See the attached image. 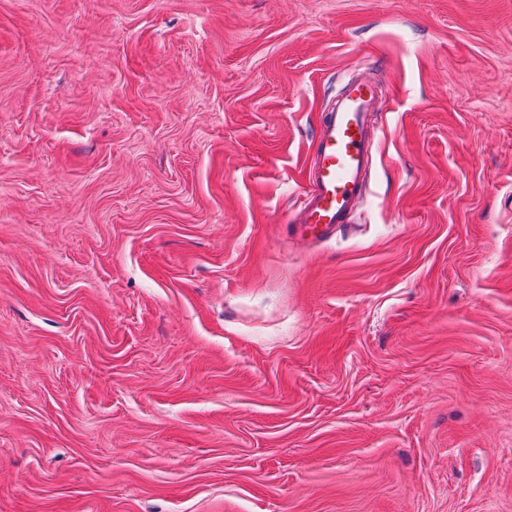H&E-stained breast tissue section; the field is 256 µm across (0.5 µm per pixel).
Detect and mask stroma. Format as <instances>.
Wrapping results in <instances>:
<instances>
[{
  "label": "stroma",
  "mask_w": 512,
  "mask_h": 512,
  "mask_svg": "<svg viewBox=\"0 0 512 512\" xmlns=\"http://www.w3.org/2000/svg\"><path fill=\"white\" fill-rule=\"evenodd\" d=\"M0 512H512V0H0ZM379 84L370 77L349 78L324 110L303 200L287 217L303 243L329 239L355 228L365 190L374 136L372 113L379 111Z\"/></svg>",
  "instance_id": "1"
}]
</instances>
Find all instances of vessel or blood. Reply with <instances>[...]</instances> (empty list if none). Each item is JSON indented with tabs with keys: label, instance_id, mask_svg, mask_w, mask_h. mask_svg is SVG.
<instances>
[{
	"label": "vessel or blood",
	"instance_id": "1",
	"mask_svg": "<svg viewBox=\"0 0 512 512\" xmlns=\"http://www.w3.org/2000/svg\"><path fill=\"white\" fill-rule=\"evenodd\" d=\"M380 87L361 75L346 80L317 127L308 184L287 221L297 238L317 243L353 227L366 190Z\"/></svg>",
	"mask_w": 512,
	"mask_h": 512
}]
</instances>
